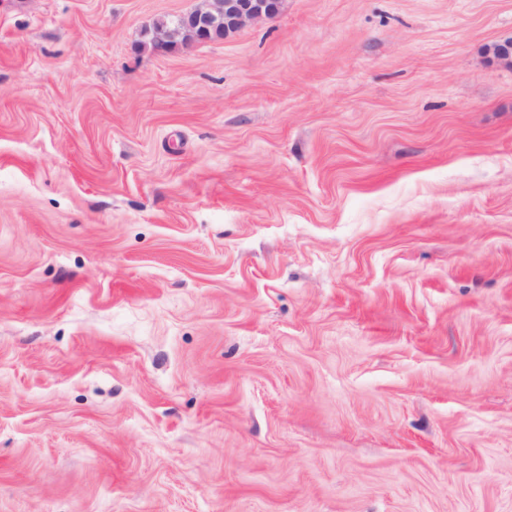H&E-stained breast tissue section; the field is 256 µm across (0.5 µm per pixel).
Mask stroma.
<instances>
[{"label":"stroma","mask_w":512,"mask_h":512,"mask_svg":"<svg viewBox=\"0 0 512 512\" xmlns=\"http://www.w3.org/2000/svg\"><path fill=\"white\" fill-rule=\"evenodd\" d=\"M0 0V512H512V0ZM204 4L179 16L175 24L166 21L144 29L155 53H168L192 43L224 38L249 23L271 19L282 0H204Z\"/></svg>","instance_id":"1"}]
</instances>
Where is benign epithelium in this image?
<instances>
[{"instance_id": "7a95c632", "label": "benign epithelium", "mask_w": 512, "mask_h": 512, "mask_svg": "<svg viewBox=\"0 0 512 512\" xmlns=\"http://www.w3.org/2000/svg\"><path fill=\"white\" fill-rule=\"evenodd\" d=\"M282 0H204V4L179 16L174 24L165 21L144 29L156 53L180 46L205 43L238 31L249 23L275 17Z\"/></svg>"}]
</instances>
